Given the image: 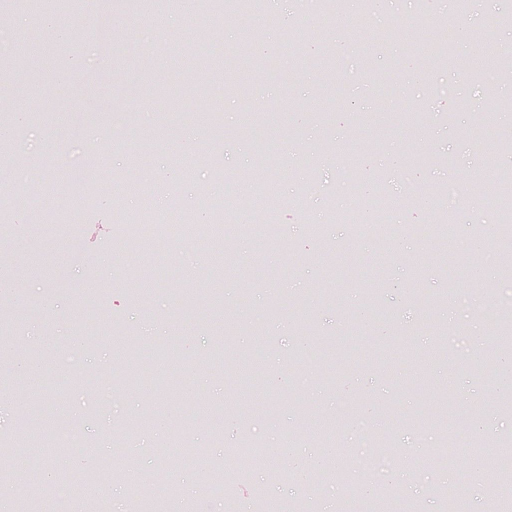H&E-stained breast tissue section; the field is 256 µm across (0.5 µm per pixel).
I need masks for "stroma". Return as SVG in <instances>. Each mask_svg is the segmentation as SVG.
I'll use <instances>...</instances> for the list:
<instances>
[{
  "mask_svg": "<svg viewBox=\"0 0 512 512\" xmlns=\"http://www.w3.org/2000/svg\"><path fill=\"white\" fill-rule=\"evenodd\" d=\"M92 10L72 0L53 30L0 0L7 69L28 87L23 100L0 93V127L26 130L16 154L0 155V444L16 441L22 411L59 448L35 474L27 457L0 454L11 475L0 493L26 512L42 500L49 512H359L371 495L381 512H444L430 487L464 474L461 512H496L487 463L512 435L497 406L512 393V349L498 344L512 314L488 286L512 284V244L480 193L452 204L448 183L492 186L512 166L501 136L512 72L494 96L481 81L489 55L512 57V0H471L464 12L457 0H374L368 13L348 0L331 21L300 0L224 18L208 0L188 11L181 0H112L104 28ZM452 28L464 70L435 54ZM188 44L215 54L206 78L192 76ZM438 84L449 94L430 95ZM351 157L390 203L389 238L366 210L355 225L333 222L354 203ZM18 168L31 193L16 187ZM133 171L153 210L176 201L193 213V237L141 245L123 184ZM228 181L240 231L217 250L201 203L223 199ZM268 181L277 194L265 206ZM264 206L268 232L254 222ZM446 208L450 238L413 234ZM248 352L260 369L240 388L232 377ZM72 354L74 378L59 387ZM451 401L455 441L471 451L449 465L430 414ZM376 437L385 448L367 447ZM246 442L265 462L243 474L228 451ZM174 443L207 450L226 474L222 494L208 492L207 470L163 457ZM338 446L341 481L328 473ZM87 470L99 474L93 497L54 495ZM157 475L176 496L133 495Z\"/></svg>",
  "mask_w": 512,
  "mask_h": 512,
  "instance_id": "35a3bbf8",
  "label": "stroma"
}]
</instances>
